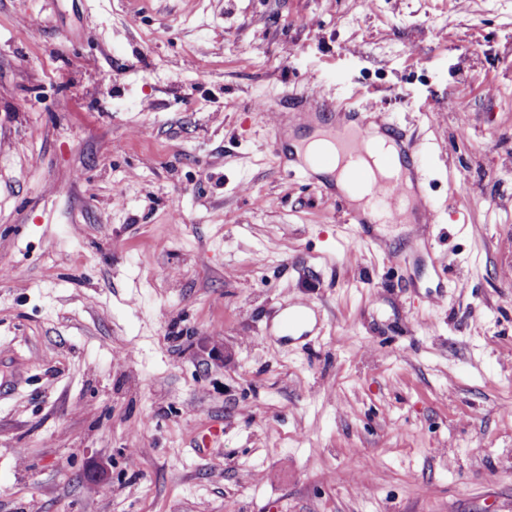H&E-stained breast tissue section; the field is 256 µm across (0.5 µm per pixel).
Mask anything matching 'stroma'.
Returning a JSON list of instances; mask_svg holds the SVG:
<instances>
[{
	"label": "stroma",
	"mask_w": 512,
	"mask_h": 512,
	"mask_svg": "<svg viewBox=\"0 0 512 512\" xmlns=\"http://www.w3.org/2000/svg\"><path fill=\"white\" fill-rule=\"evenodd\" d=\"M315 95L434 224L287 170ZM0 512H512V0H0Z\"/></svg>",
	"instance_id": "1"
}]
</instances>
